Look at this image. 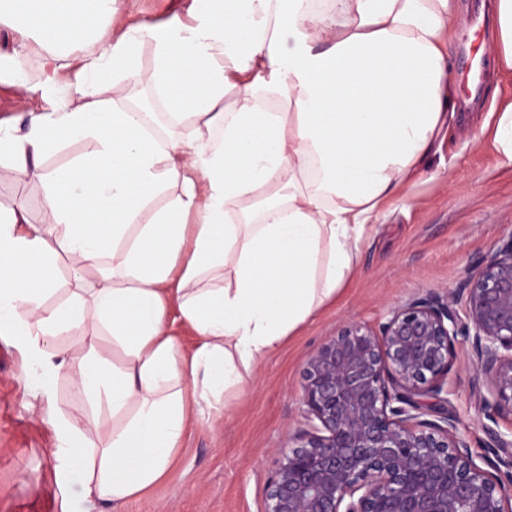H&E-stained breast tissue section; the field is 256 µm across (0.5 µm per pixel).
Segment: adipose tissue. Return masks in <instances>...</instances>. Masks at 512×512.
<instances>
[{
	"instance_id": "ef3b65f1",
	"label": "adipose tissue",
	"mask_w": 512,
	"mask_h": 512,
	"mask_svg": "<svg viewBox=\"0 0 512 512\" xmlns=\"http://www.w3.org/2000/svg\"><path fill=\"white\" fill-rule=\"evenodd\" d=\"M194 0L172 18L96 41L74 81L31 113L0 180L39 179L47 217L0 209V341L38 373L105 397L111 426L46 403L86 512L117 508L164 481L188 423L325 305L355 267L367 225L411 178L454 116L452 0ZM120 0H0V24L23 21L43 51L0 54L30 92L56 81L62 48ZM154 68L136 70L140 44ZM108 73L150 85L186 134L158 141L146 117L102 108ZM232 104H225L229 91ZM66 140L91 153L62 169L41 159ZM164 207L151 200L168 187ZM66 256L74 297L100 330L81 359L58 358L71 312L44 307L49 270ZM111 265H104V257ZM94 271L85 280V271ZM196 333L185 352L170 310Z\"/></svg>"
}]
</instances>
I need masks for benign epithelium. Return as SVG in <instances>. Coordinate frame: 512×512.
I'll return each mask as SVG.
<instances>
[{
  "instance_id": "1",
  "label": "benign epithelium",
  "mask_w": 512,
  "mask_h": 512,
  "mask_svg": "<svg viewBox=\"0 0 512 512\" xmlns=\"http://www.w3.org/2000/svg\"><path fill=\"white\" fill-rule=\"evenodd\" d=\"M459 336L488 380L486 418L512 417V237L454 296L412 299L377 333L344 325L307 356V424L288 437L264 512H512V430L491 432L483 468L448 410Z\"/></svg>"
}]
</instances>
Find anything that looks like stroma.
I'll use <instances>...</instances> for the list:
<instances>
[{"mask_svg":"<svg viewBox=\"0 0 512 512\" xmlns=\"http://www.w3.org/2000/svg\"><path fill=\"white\" fill-rule=\"evenodd\" d=\"M193 0H123L117 25L101 24L111 38L119 29L188 19ZM462 22L448 51L453 74L464 71L465 47L491 49L493 28L469 26L490 13V0H456ZM51 88L23 92L10 74L0 75V132L15 138L29 129ZM102 99L134 107L156 91L126 77L105 80ZM485 109L457 113L436 139L418 175L403 183L375 224L335 303L286 337L224 402L222 417L191 422L167 479L129 502L123 512H264L267 479L288 434L304 424L302 367L308 354L338 328L360 323L378 330L392 310L410 299L457 292L481 268L500 241L512 237V167L501 164L490 110L512 102V71L487 77ZM24 202L33 222L47 211L43 184L0 181V206ZM470 343L458 337L448 373V407L460 419L474 455L489 453L488 421L481 411L486 380L468 363ZM20 352L0 341V512H82L79 486L66 472L60 442L46 416L33 411L41 394L36 377L21 370Z\"/></svg>","mask_w":512,"mask_h":512,"instance_id":"1","label":"stroma"}]
</instances>
